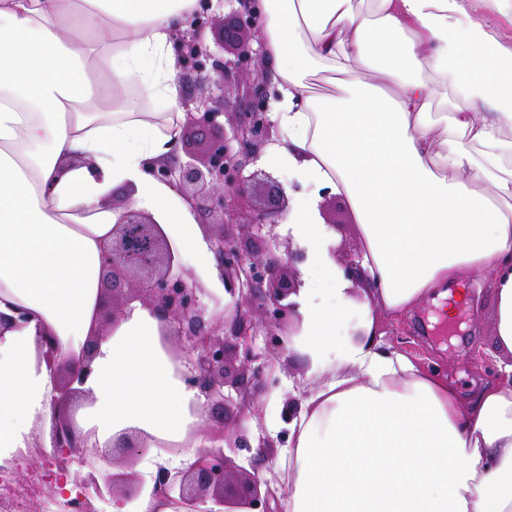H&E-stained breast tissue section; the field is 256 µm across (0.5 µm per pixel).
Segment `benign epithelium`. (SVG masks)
<instances>
[{
  "label": "benign epithelium",
  "instance_id": "obj_1",
  "mask_svg": "<svg viewBox=\"0 0 512 512\" xmlns=\"http://www.w3.org/2000/svg\"><path fill=\"white\" fill-rule=\"evenodd\" d=\"M239 8L232 20L224 24V42L234 47V61L220 64L212 61V54L202 37L210 23L209 16L200 15L190 30L179 38L182 63L193 72L205 69L207 62L219 72L221 87L246 83L239 104L244 109L237 113L233 140L221 131L217 118L220 113L211 108L190 115V120L211 130L206 157L197 165L183 164L178 170V184L191 193L198 214L206 219L220 216L217 225L224 226L227 198L249 209L250 225L256 230L254 242H237L219 231L213 240L219 258L220 277L224 291L235 299L238 308L247 306L254 294L264 300V320L261 327L270 336L281 328L296 312L289 301L297 293L300 281L295 266L306 260L303 250L276 254L277 245L262 236L266 227L280 224L285 208L284 190L271 177H266L268 199L258 205L253 199V181L256 174H243L246 165L270 141V120L267 116V73L251 66L258 55L244 32L260 21L257 0H234ZM129 290L142 300L143 305L156 311L166 323V335L179 341L175 360H188L183 372L188 385L199 388L208 400L224 403V384L229 369L225 349L232 350L238 369L244 371L257 361L252 348V327L249 312L242 311L228 327L212 321L200 301L201 288L192 274L177 260V249L163 229L148 214L125 208L120 213L112 233V246L101 255L102 300L115 299ZM98 337L89 339L85 364L72 367L59 357L56 368L57 393L52 422L53 453L44 456L47 470L54 468L66 473L68 465L79 456L80 466L87 474L73 475L79 491L67 497V512H90L88 494L100 499L121 497L136 500L143 491L144 480L129 472L122 477L112 473L101 474V463L113 465L111 454H104L97 445L89 444V435L76 431L68 406L80 394L75 384H83L90 373V362ZM151 495L161 506H177L187 512H224L225 487L224 451L203 449L196 461L184 468L158 467L152 477ZM234 497L250 508L273 512L269 495H261L260 480L256 476L243 478Z\"/></svg>",
  "mask_w": 512,
  "mask_h": 512
}]
</instances>
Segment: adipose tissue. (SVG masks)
Masks as SVG:
<instances>
[{
  "instance_id": "adipose-tissue-1",
  "label": "adipose tissue",
  "mask_w": 512,
  "mask_h": 512,
  "mask_svg": "<svg viewBox=\"0 0 512 512\" xmlns=\"http://www.w3.org/2000/svg\"><path fill=\"white\" fill-rule=\"evenodd\" d=\"M196 2L0 0V465L51 432L41 336L77 363L98 336L89 397L71 413L100 448L125 433L181 443L205 418L152 310L131 305L99 328L114 189L193 262L209 259L190 202L152 172L179 134L173 41ZM373 3L264 0L260 20L280 93L264 159L305 189L283 224L322 274L293 297L286 350L308 371L275 461L283 512H512V43L471 0ZM321 72L345 77V96L318 94ZM438 84L451 112L430 109ZM325 191L349 203L374 283L354 335ZM483 269L493 336L480 353L494 374L465 400L439 367L382 344L377 316Z\"/></svg>"
}]
</instances>
